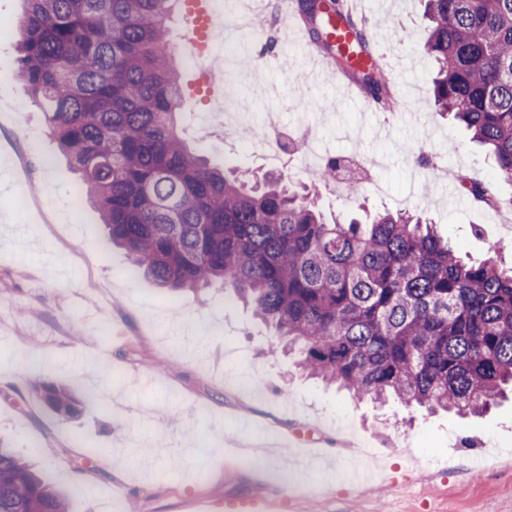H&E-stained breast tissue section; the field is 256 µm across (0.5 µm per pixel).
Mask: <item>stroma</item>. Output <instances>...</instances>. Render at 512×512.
I'll return each mask as SVG.
<instances>
[{
    "label": "stroma",
    "mask_w": 512,
    "mask_h": 512,
    "mask_svg": "<svg viewBox=\"0 0 512 512\" xmlns=\"http://www.w3.org/2000/svg\"><path fill=\"white\" fill-rule=\"evenodd\" d=\"M366 2L390 35L389 89L419 119L397 116L385 130L354 111L310 78L298 40L277 46L272 66L235 71L252 124L275 113L302 123L324 155L385 156L379 191L356 199L318 175L296 177L285 159L282 175L314 189L326 215L359 205L421 213L464 255L512 265V232L457 182L492 181L494 161L429 102L424 0ZM22 13L23 0H0V96L15 106L0 112V439L44 479L76 488L70 512H112L118 501L125 512H208L257 495L270 512H512V396L471 418L358 400L307 374L249 305L225 306L221 285L168 301L150 279L126 276L122 247L99 259L105 227L91 205L72 208L78 176L17 78ZM175 63L185 136L244 178L271 172L254 137L200 125L195 70L183 56ZM422 153L448 179L420 165ZM40 376L100 402L58 413L37 391ZM348 431L377 452L354 482L344 476ZM174 460L181 467L167 474Z\"/></svg>",
    "instance_id": "stroma-1"
}]
</instances>
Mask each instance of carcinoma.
<instances>
[{
    "label": "carcinoma",
    "instance_id": "obj_1",
    "mask_svg": "<svg viewBox=\"0 0 512 512\" xmlns=\"http://www.w3.org/2000/svg\"><path fill=\"white\" fill-rule=\"evenodd\" d=\"M171 0H24L19 80L40 99L60 151L96 206L107 259L175 299L219 281L304 353L311 374L358 397L485 412L512 389V267L466 262L435 225L407 212L324 219L314 194L269 177L250 186L209 165L179 129L183 104L168 32ZM311 40L328 15L303 0ZM431 105L463 125L512 182V0H425ZM356 79L377 101L372 73ZM478 202L489 185L462 183ZM58 412L91 408L39 380ZM73 491L44 482L0 445V512H69Z\"/></svg>",
    "mask_w": 512,
    "mask_h": 512
}]
</instances>
